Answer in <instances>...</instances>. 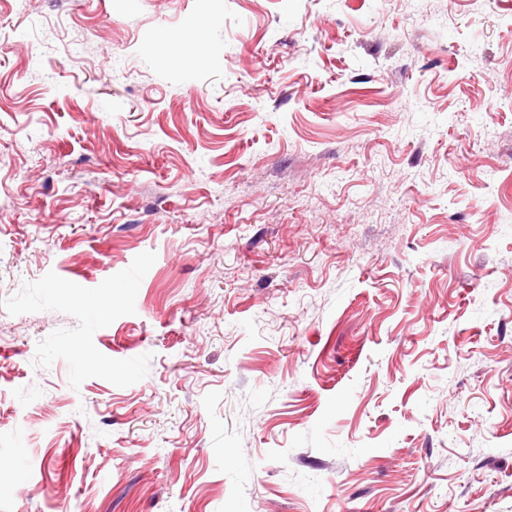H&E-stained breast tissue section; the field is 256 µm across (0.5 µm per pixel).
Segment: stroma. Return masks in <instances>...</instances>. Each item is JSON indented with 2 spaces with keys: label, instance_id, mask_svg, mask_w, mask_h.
I'll return each mask as SVG.
<instances>
[{
  "label": "stroma",
  "instance_id": "35a3bbf8",
  "mask_svg": "<svg viewBox=\"0 0 512 512\" xmlns=\"http://www.w3.org/2000/svg\"><path fill=\"white\" fill-rule=\"evenodd\" d=\"M0 512H512V0H0Z\"/></svg>",
  "mask_w": 512,
  "mask_h": 512
}]
</instances>
